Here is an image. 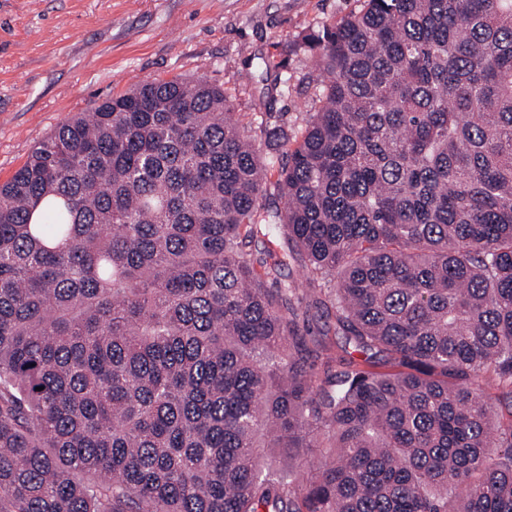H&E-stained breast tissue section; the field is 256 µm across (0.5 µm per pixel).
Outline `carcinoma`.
<instances>
[{
  "label": "carcinoma",
  "instance_id": "1",
  "mask_svg": "<svg viewBox=\"0 0 512 512\" xmlns=\"http://www.w3.org/2000/svg\"><path fill=\"white\" fill-rule=\"evenodd\" d=\"M306 44L282 155L155 79L0 185V512H512V0H364ZM312 305L364 364L315 371Z\"/></svg>",
  "mask_w": 512,
  "mask_h": 512
}]
</instances>
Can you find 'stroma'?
I'll return each mask as SVG.
<instances>
[{"label": "stroma", "instance_id": "stroma-1", "mask_svg": "<svg viewBox=\"0 0 512 512\" xmlns=\"http://www.w3.org/2000/svg\"><path fill=\"white\" fill-rule=\"evenodd\" d=\"M360 0H0V184L75 113L132 85L181 75L223 84L257 126L284 115L300 135L316 107L305 37L359 10ZM287 60L289 95H263L264 60ZM301 330L322 338L329 359L363 362L336 335L325 309Z\"/></svg>", "mask_w": 512, "mask_h": 512}]
</instances>
